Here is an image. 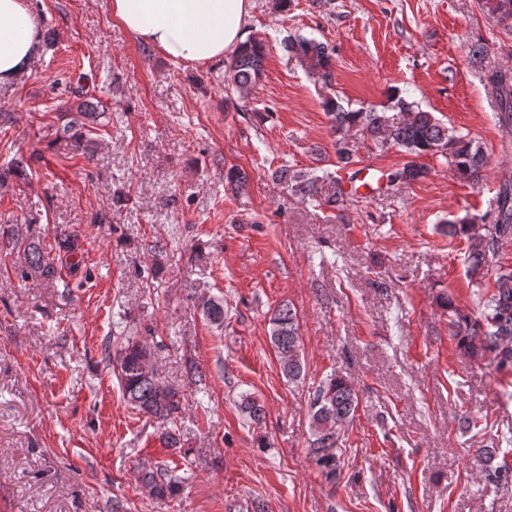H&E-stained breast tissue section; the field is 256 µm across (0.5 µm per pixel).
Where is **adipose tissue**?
<instances>
[{"instance_id":"adipose-tissue-1","label":"adipose tissue","mask_w":512,"mask_h":512,"mask_svg":"<svg viewBox=\"0 0 512 512\" xmlns=\"http://www.w3.org/2000/svg\"><path fill=\"white\" fill-rule=\"evenodd\" d=\"M251 0H112V15L166 57L207 63L244 38ZM40 42L27 0H0V89L28 75Z\"/></svg>"}]
</instances>
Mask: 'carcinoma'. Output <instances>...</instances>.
<instances>
[{
    "label": "carcinoma",
    "instance_id": "obj_1",
    "mask_svg": "<svg viewBox=\"0 0 512 512\" xmlns=\"http://www.w3.org/2000/svg\"><path fill=\"white\" fill-rule=\"evenodd\" d=\"M497 21L506 29L512 28V0H497L494 8ZM285 49L309 73L317 76L324 87L332 86L331 61L333 50L323 42L298 37L288 41ZM267 45L257 39L240 44L227 65L225 91L245 101L249 99L264 71ZM488 78L499 94L501 109L512 112V77L500 70L488 71ZM331 116L337 136L335 146L339 162L349 164L352 154L346 132L359 128L372 141L383 146L404 149L414 159L402 168L388 173L387 185L411 182L426 177L428 168L416 162L421 156L440 155L448 160L455 173L467 181H476L485 167L482 147L465 135L456 133L440 122L432 113L413 109V105L397 98L389 111L374 108L356 111L345 109L336 98L328 95L323 101ZM93 113L78 107L69 120L57 128L56 138L66 139L88 127ZM291 191L303 197H315L318 179L301 171H283ZM495 223L478 226L474 222L448 223V235L464 236L468 241L469 272L477 276L484 270L489 256H493L502 241L512 238V188H504L492 202ZM27 265L22 276L39 280L61 278V269L43 251L39 236L23 238ZM448 310L451 336L463 356L479 361L493 355L501 369L512 367V269L499 270L494 288L487 292L480 318L469 316L455 308L448 298L441 301ZM210 323L224 325V300L209 298L200 304ZM270 341L277 354L282 375L290 380L300 379L304 371V355L299 335L297 310L288 303L280 304L270 318ZM109 364H115L116 377L127 404L159 420L163 431L160 440L166 448L180 445L179 434L170 427L182 411V397L178 389L166 382L156 366L150 344L127 337L120 349L105 353ZM359 393L354 384L343 376L328 375L320 384L310 404L313 440L310 455L328 479H336L340 467L339 441L341 434L359 406ZM240 408L252 421L262 420L263 407L251 396H242ZM488 470L486 477L503 489L512 488V464L507 455L496 448L486 449ZM138 480L150 489L152 495L165 497L177 490L175 476L162 465L143 462L137 469Z\"/></svg>",
    "mask_w": 512,
    "mask_h": 512
}]
</instances>
